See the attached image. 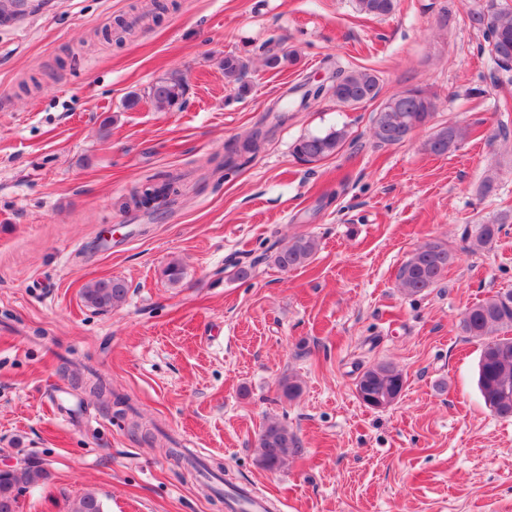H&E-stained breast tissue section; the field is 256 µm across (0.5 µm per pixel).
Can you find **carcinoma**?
Returning a JSON list of instances; mask_svg holds the SVG:
<instances>
[{
    "mask_svg": "<svg viewBox=\"0 0 512 512\" xmlns=\"http://www.w3.org/2000/svg\"><path fill=\"white\" fill-rule=\"evenodd\" d=\"M358 11L369 17H386L393 14L398 0H356ZM474 27L483 31L490 59L499 67L506 68L512 63V8L489 3L482 9L470 13ZM297 55L285 50L280 43L268 46L264 65L275 69L293 65ZM250 57L229 53L224 55V77L241 84L249 72ZM300 106L309 107L311 102L331 96L340 106L354 107L376 101L381 94L380 78L374 70L361 67L350 71L336 72L332 83L311 85L303 83ZM413 96L405 101L389 96L393 103L385 111L375 114L373 137L382 144L405 142L418 128L426 125L436 109V94L428 88H411ZM186 82L178 75L156 79L145 92L146 97L159 111H170L185 102ZM463 128L457 125L442 126L435 130L424 143V149L436 156H444L458 148L463 140ZM348 139L345 128H333L326 133L310 134L299 138L293 146L297 161L310 164L341 152ZM257 151V140L251 136L237 141L224 156V168L238 167L237 160ZM177 179L151 184L132 195L135 206L150 203L159 207L171 195L177 193ZM502 224H475L466 227L463 238L468 248L483 251L496 241ZM319 250V241L308 234L294 236L288 245L270 256L273 264L282 271L304 267ZM455 262L454 252L440 241H428L418 246L400 266L397 280L402 290L410 295H419L433 287L447 273ZM129 288L120 278L99 279L82 289L84 303L99 311L119 307L126 300ZM463 333L473 339L493 337L481 351L478 363V386L485 405L501 418L512 417V336L497 337L498 332H512V290L499 291L493 296L475 304L465 313L461 321ZM406 378L393 364L381 362L364 370L357 381V393L361 401L379 408L387 397L403 391ZM73 389L97 399L112 396V387L97 374L84 378L76 376ZM299 441L288 427L272 421L266 425L259 438V461L270 471L288 463L298 453ZM170 457L178 465H186L199 471L204 465L185 448L168 449ZM46 476V469L40 464H26L10 472H0V512H18V490H26L38 484ZM68 512H104L100 498L93 492H86L68 502Z\"/></svg>",
    "mask_w": 512,
    "mask_h": 512,
    "instance_id": "cac0c4a2",
    "label": "carcinoma"
}]
</instances>
